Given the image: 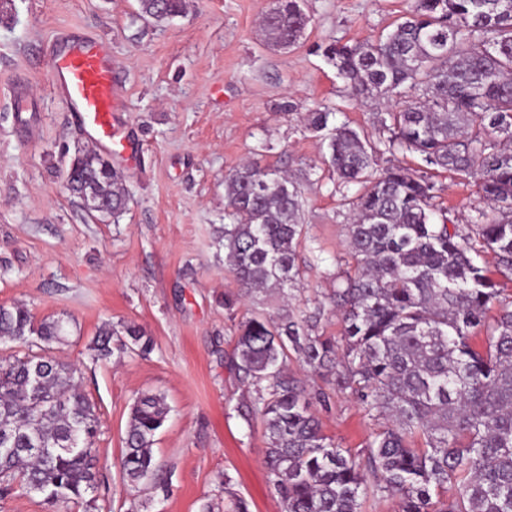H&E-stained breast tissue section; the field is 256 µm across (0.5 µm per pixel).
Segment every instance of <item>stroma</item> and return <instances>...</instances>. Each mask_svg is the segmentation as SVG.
I'll return each instance as SVG.
<instances>
[{
	"label": "stroma",
	"instance_id": "stroma-1",
	"mask_svg": "<svg viewBox=\"0 0 512 512\" xmlns=\"http://www.w3.org/2000/svg\"><path fill=\"white\" fill-rule=\"evenodd\" d=\"M271 0H185L163 26L138 15L137 0H0V305L62 318L68 336L56 354L82 373L99 415L98 512H224V484L250 512H283L263 462L260 420L240 408L253 392L230 356L252 298L225 309L239 287L224 263V177L244 163L286 171L301 182L298 249L303 276L289 304L323 307L319 334L341 338L329 296L343 280L348 199L323 163L325 148L309 129L317 106L335 123L386 140L381 120L400 110L362 103L323 54L326 45L376 39L392 30L410 0H301L309 24L287 50L267 44L260 19ZM109 41L124 98L121 120L137 143L135 162L114 159L131 196L116 224L91 221L65 193L62 174L75 147L91 142L57 98L48 48L61 31ZM434 214L477 240L494 212L475 179L439 168ZM139 326L153 345L97 361L89 348L103 326ZM289 367L309 391L333 443L360 452L383 421L350 390ZM162 394L170 408L153 455L168 481L131 488L120 470L131 407L139 394Z\"/></svg>",
	"mask_w": 512,
	"mask_h": 512
}]
</instances>
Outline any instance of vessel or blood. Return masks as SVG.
Here are the masks:
<instances>
[{
	"label": "vessel or blood",
	"instance_id": "1",
	"mask_svg": "<svg viewBox=\"0 0 512 512\" xmlns=\"http://www.w3.org/2000/svg\"><path fill=\"white\" fill-rule=\"evenodd\" d=\"M48 62L58 97L93 143L113 154L129 152L131 141L119 121L121 81L109 43L67 32L54 40Z\"/></svg>",
	"mask_w": 512,
	"mask_h": 512
}]
</instances>
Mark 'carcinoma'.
<instances>
[{
    "mask_svg": "<svg viewBox=\"0 0 512 512\" xmlns=\"http://www.w3.org/2000/svg\"><path fill=\"white\" fill-rule=\"evenodd\" d=\"M185 0H138L160 26ZM308 19L299 0H277L263 18L268 42L291 47ZM328 62L358 99L415 94L423 101L388 113L382 145L328 108L309 113L323 133L324 163L344 183H360L348 225L351 269L330 302L345 348L312 332L322 308H254L239 324L235 367L254 390L245 415L260 418L265 466L284 512H361L370 491L398 499L399 512H512V307L487 324L499 288L477 258L491 252L512 271V8L503 0H411L408 15L380 40L331 43ZM417 153L425 166L478 179L499 217L481 225L479 244L432 222L435 184L422 171L379 157ZM66 190L100 223L117 224L129 193L121 172L86 148L65 166ZM224 262L242 293H283L302 277L303 197L285 172L245 165L224 177ZM485 330L481 346L473 342ZM60 319L23 305L0 306V343L27 349L0 357V493H36L54 512L72 503L97 510L95 405L76 368L49 354L65 341ZM120 349L152 346L135 325ZM96 357L113 353L112 329L99 331ZM296 359L352 391L368 413L387 420L359 456L322 432L303 382L284 373ZM169 413L165 397L133 403L121 458L131 486L157 476L155 436ZM458 496L443 498L448 485Z\"/></svg>",
    "mask_w": 512,
    "mask_h": 512,
    "instance_id": "1",
    "label": "carcinoma"
}]
</instances>
